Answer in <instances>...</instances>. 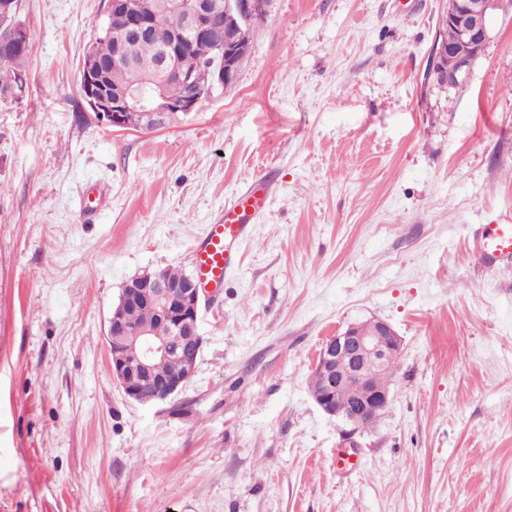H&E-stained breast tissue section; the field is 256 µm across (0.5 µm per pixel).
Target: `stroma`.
Listing matches in <instances>:
<instances>
[{
	"instance_id": "1",
	"label": "stroma",
	"mask_w": 512,
	"mask_h": 512,
	"mask_svg": "<svg viewBox=\"0 0 512 512\" xmlns=\"http://www.w3.org/2000/svg\"><path fill=\"white\" fill-rule=\"evenodd\" d=\"M444 9L271 0L236 85L135 132L80 92L109 0H21L29 93L0 101V512H512V262L476 242L512 224V4L455 88L427 74ZM259 175L192 377L128 398L106 344L124 282L195 273ZM370 318L403 347L346 448L309 381L323 342Z\"/></svg>"
}]
</instances>
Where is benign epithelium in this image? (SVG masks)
I'll use <instances>...</instances> for the list:
<instances>
[{
  "label": "benign epithelium",
  "mask_w": 512,
  "mask_h": 512,
  "mask_svg": "<svg viewBox=\"0 0 512 512\" xmlns=\"http://www.w3.org/2000/svg\"><path fill=\"white\" fill-rule=\"evenodd\" d=\"M177 10L176 37L166 47L165 67L160 72L137 76L132 83L112 94L102 82V73L93 50H88L80 71L81 94L90 109L107 125L117 129L155 131L167 127L182 115L196 111L200 102L224 86V79L236 78L238 56L245 48L235 31L249 24L259 11H268L270 0H173ZM504 0H446L443 22L455 28L453 43L435 45L434 59L441 63L443 83L452 85L466 78L477 59L482 55L490 38V21L501 8ZM121 13L129 17L130 30L138 37L149 33L148 10L133 6V0H109V13ZM224 15L228 35L219 42L224 53L223 70L216 75L213 90L208 93L194 92L180 100H172L164 93L167 74L181 70L182 43L188 39L212 41L215 39L211 19ZM121 304L137 300H151L158 304L161 313L173 324L176 338L151 335L146 327L126 328L120 319V310L112 312L109 320L107 344L112 340L130 337L142 345V354L136 363L127 362L116 353H110L112 376L118 380L124 394L136 397L138 375L150 370L155 360L168 356L174 350L173 340L181 346L201 349L203 339L198 332L201 295L206 292L200 276L191 275L182 285H174L160 274L137 276L126 282ZM377 329L366 333L357 324L330 336L322 344L317 365L333 375L327 389L314 397L316 404L329 416L350 425L347 433L348 447L356 444L352 437L365 420L378 415L388 405V391H377L369 384V371L381 369L390 372L394 363L388 358L400 354L402 339L384 320H375ZM190 364L180 375L167 379L162 385L163 397L181 391L194 372ZM346 390L353 394L349 403L340 402L335 392Z\"/></svg>",
  "instance_id": "1"
}]
</instances>
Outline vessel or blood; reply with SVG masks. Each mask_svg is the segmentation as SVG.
I'll return each mask as SVG.
<instances>
[{"label":"vessel or blood","instance_id":"obj_1","mask_svg":"<svg viewBox=\"0 0 512 512\" xmlns=\"http://www.w3.org/2000/svg\"><path fill=\"white\" fill-rule=\"evenodd\" d=\"M267 200L265 180L254 181L234 202L221 209L195 249V265L204 280L223 284L238 261L234 246L244 240ZM478 251L488 262L512 259V224L484 225Z\"/></svg>","mask_w":512,"mask_h":512}]
</instances>
